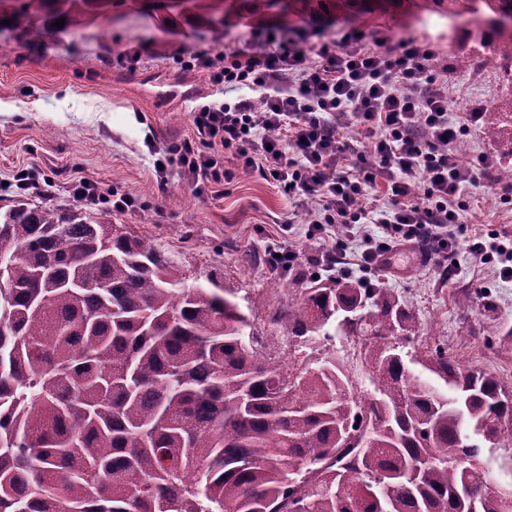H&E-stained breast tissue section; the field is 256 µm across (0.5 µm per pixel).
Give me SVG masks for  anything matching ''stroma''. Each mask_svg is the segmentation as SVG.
Wrapping results in <instances>:
<instances>
[{"label":"stroma","mask_w":512,"mask_h":512,"mask_svg":"<svg viewBox=\"0 0 512 512\" xmlns=\"http://www.w3.org/2000/svg\"><path fill=\"white\" fill-rule=\"evenodd\" d=\"M329 22L353 26L365 36L381 31L390 43L413 37L431 43L438 61L448 68L454 113L512 98V87L498 70L475 64L461 69L470 55L479 24L454 28L447 5L434 0H324ZM313 18L298 0H226V40H248L270 25L297 27ZM213 25L176 9L153 11L137 0H114L90 26L67 33L46 25L39 41H25L13 31L0 43V205L20 199L11 181L16 171L36 172L41 190L35 201L62 209L75 207L73 179L86 178L104 194L121 189L136 194L142 208L118 213L111 204L95 211L109 215L155 247L170 266L180 269L188 287L219 286L228 290L246 315L247 334L263 337V353L301 368L335 356L356 393L372 392L365 356L350 357L354 337L344 331L302 345L285 326L273 324L287 310L291 281L273 287L275 272L263 261L248 264L247 253L265 248L297 249L304 272L318 267L322 241L307 235L304 212L295 208L272 183L238 170L226 160L232 176L220 195H197L178 178L159 187L153 174L154 154L193 137L195 105L222 100L204 74L180 73L174 59L214 48ZM139 47V63L111 64L112 55ZM78 59L79 67L69 66ZM485 122H477L460 140L466 151L459 161L478 165L491 156L498 167H512V139L490 140ZM463 236L512 235V190L490 194L478 187L464 190ZM456 275L440 278L422 263L414 246L404 247L384 272V285L404 301L416 318L413 336L401 340L402 353L416 358L441 345L463 370H478L512 387V340L495 331L512 327V281L501 280L465 251L455 255Z\"/></svg>","instance_id":"35a3bbf8"}]
</instances>
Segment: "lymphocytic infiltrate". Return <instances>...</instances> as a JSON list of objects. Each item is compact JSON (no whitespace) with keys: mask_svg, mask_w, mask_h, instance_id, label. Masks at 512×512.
I'll return each instance as SVG.
<instances>
[{"mask_svg":"<svg viewBox=\"0 0 512 512\" xmlns=\"http://www.w3.org/2000/svg\"><path fill=\"white\" fill-rule=\"evenodd\" d=\"M269 34L260 51L228 43L178 57L181 70L205 71L232 98L195 106L196 137L158 156L159 185L174 175L198 194L223 185L230 149L242 170L307 208L309 235L328 240L321 266L333 279L379 276L394 250L423 240L439 261L463 247L511 280L512 237L459 236L462 193L495 162L486 156L469 167L454 154L452 143L479 114L451 121L436 49L412 38L392 47L383 33L368 39L347 25ZM312 200L318 209H308ZM359 224L380 231L353 252Z\"/></svg>","mask_w":512,"mask_h":512,"instance_id":"1","label":"lymphocytic infiltrate"}]
</instances>
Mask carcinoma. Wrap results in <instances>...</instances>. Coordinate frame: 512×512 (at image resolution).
I'll return each mask as SVG.
<instances>
[{
	"mask_svg": "<svg viewBox=\"0 0 512 512\" xmlns=\"http://www.w3.org/2000/svg\"><path fill=\"white\" fill-rule=\"evenodd\" d=\"M210 16L224 0H190ZM112 0H8L27 24L94 21ZM491 12L487 64L512 83V0H448ZM489 126L509 129L512 108ZM0 512H512L489 492L465 423L512 447V389L462 371L436 347L417 360L394 339L417 328L388 288L347 279L299 289L274 317L293 338L343 321L372 365L374 393L350 394L336 359L287 371L244 339L224 288H187L138 235L83 208L0 206Z\"/></svg>",
	"mask_w": 512,
	"mask_h": 512,
	"instance_id": "obj_1",
	"label": "carcinoma"
}]
</instances>
